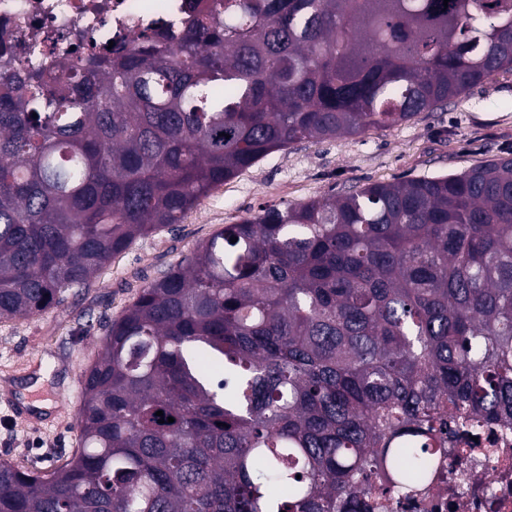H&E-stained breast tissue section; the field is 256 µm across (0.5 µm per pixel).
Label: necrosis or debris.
<instances>
[{"mask_svg": "<svg viewBox=\"0 0 512 512\" xmlns=\"http://www.w3.org/2000/svg\"><path fill=\"white\" fill-rule=\"evenodd\" d=\"M185 0H0V35L24 54V39H36L38 64L59 56L101 52L182 17ZM478 438L488 455L452 458L451 471L429 492L398 503L392 512H512V428L482 423L460 428L449 450Z\"/></svg>", "mask_w": 512, "mask_h": 512, "instance_id": "obj_1", "label": "necrosis or debris"}]
</instances>
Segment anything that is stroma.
Masks as SVG:
<instances>
[{
	"mask_svg": "<svg viewBox=\"0 0 512 512\" xmlns=\"http://www.w3.org/2000/svg\"><path fill=\"white\" fill-rule=\"evenodd\" d=\"M512 157V71L463 98L389 128L319 143L302 141L263 157L213 189L181 223L135 240L84 288L54 309L0 322V394L48 400L43 428L28 427L0 403V461L41 472L72 458L79 446L81 377L95 360L106 326L139 291L199 243L267 204L343 194L371 182L459 173Z\"/></svg>",
	"mask_w": 512,
	"mask_h": 512,
	"instance_id": "obj_1",
	"label": "stroma"
}]
</instances>
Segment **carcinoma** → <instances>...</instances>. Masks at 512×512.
I'll return each instance as SVG.
<instances>
[{
    "label": "carcinoma",
    "mask_w": 512,
    "mask_h": 512,
    "mask_svg": "<svg viewBox=\"0 0 512 512\" xmlns=\"http://www.w3.org/2000/svg\"><path fill=\"white\" fill-rule=\"evenodd\" d=\"M506 70L512 0H189L107 54H1L0 320L274 151ZM82 395L80 452L1 461L0 512H382L428 491L439 434L512 426V157L225 225L108 324Z\"/></svg>",
    "instance_id": "obj_1"
}]
</instances>
